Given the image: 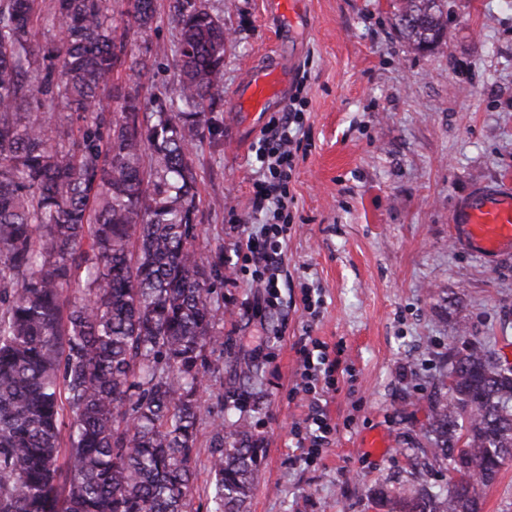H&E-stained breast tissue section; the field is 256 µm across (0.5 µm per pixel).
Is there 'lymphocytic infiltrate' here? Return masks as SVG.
<instances>
[{
  "mask_svg": "<svg viewBox=\"0 0 512 512\" xmlns=\"http://www.w3.org/2000/svg\"><path fill=\"white\" fill-rule=\"evenodd\" d=\"M306 106V98L300 92H293L287 108L274 113L263 128L254 148L260 177L253 184L251 211L263 214L265 220L258 225L242 223L238 226L236 263L251 270L270 308L279 304L278 288L288 242L290 208L295 202L289 183L297 165L298 135ZM300 354V380L294 391L302 395L307 412L295 423L292 434L304 460L314 461L337 432L321 404L324 395L334 387L337 362L330 359L327 345L316 339L310 345L301 346Z\"/></svg>",
  "mask_w": 512,
  "mask_h": 512,
  "instance_id": "f902f5d3",
  "label": "lymphocytic infiltrate"
}]
</instances>
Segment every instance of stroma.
<instances>
[{
	"label": "stroma",
	"mask_w": 512,
	"mask_h": 512,
	"mask_svg": "<svg viewBox=\"0 0 512 512\" xmlns=\"http://www.w3.org/2000/svg\"><path fill=\"white\" fill-rule=\"evenodd\" d=\"M208 6L230 37L224 137L198 151L200 259L233 256L269 119L234 111V92L250 71L295 57L308 107L280 306L254 318L263 294L247 273L212 294L224 352L203 377L192 512H210L212 423L228 409L263 450L248 512H386L380 492L416 483L449 346L478 340L512 363V261L488 267L448 232L474 183L512 179V0H448L451 37L429 51L399 34L395 0H306L300 46L275 42L266 0ZM306 290L323 300L318 317L303 310ZM307 333L338 361L325 404L337 432L310 464L289 433L306 412L291 391Z\"/></svg>",
	"instance_id": "obj_1"
}]
</instances>
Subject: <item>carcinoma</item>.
Instances as JSON below:
<instances>
[{
  "label": "carcinoma",
  "mask_w": 512,
  "mask_h": 512,
  "mask_svg": "<svg viewBox=\"0 0 512 512\" xmlns=\"http://www.w3.org/2000/svg\"><path fill=\"white\" fill-rule=\"evenodd\" d=\"M0 0V512H189L206 353L224 348L205 263L198 148L224 132V19L171 0L176 82L147 60L155 0ZM403 38H450L448 0H397ZM53 32L38 43V26ZM418 485L390 512H480L512 461V367L487 345L448 348ZM211 512H245L259 473L248 423L213 422ZM447 461L448 487L429 486Z\"/></svg>",
  "instance_id": "carcinoma-1"
}]
</instances>
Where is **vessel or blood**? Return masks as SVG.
Here are the masks:
<instances>
[{
  "label": "vessel or blood",
  "mask_w": 512,
  "mask_h": 512,
  "mask_svg": "<svg viewBox=\"0 0 512 512\" xmlns=\"http://www.w3.org/2000/svg\"><path fill=\"white\" fill-rule=\"evenodd\" d=\"M269 12L280 33L303 32L305 0H271ZM295 76V69L279 66L251 72L233 97L234 111H269L285 98ZM450 237L459 250L488 266L512 260V183L483 182L459 197L450 215Z\"/></svg>",
  "instance_id": "obj_1"
}]
</instances>
